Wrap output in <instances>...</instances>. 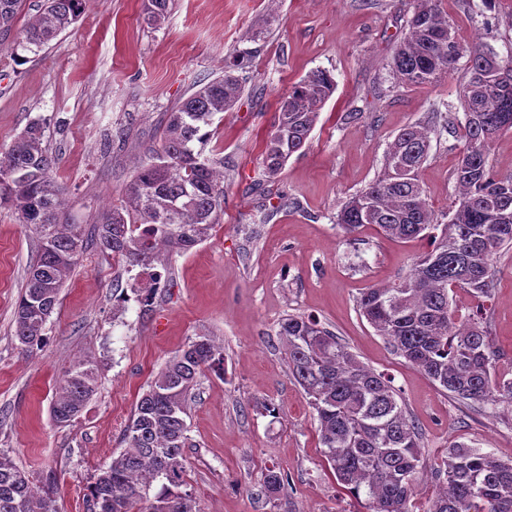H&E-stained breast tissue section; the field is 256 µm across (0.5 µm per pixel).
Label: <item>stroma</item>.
Wrapping results in <instances>:
<instances>
[{"label":"stroma","mask_w":512,"mask_h":512,"mask_svg":"<svg viewBox=\"0 0 512 512\" xmlns=\"http://www.w3.org/2000/svg\"><path fill=\"white\" fill-rule=\"evenodd\" d=\"M413 0H170L159 28L143 0H90L66 32L27 61L0 44V151L35 118L56 160L53 175L79 217L118 202L131 160L155 144L167 112L222 73L224 58L267 12L277 20L259 44L237 106L214 119L211 150L224 159V220L207 241L169 256L152 309L113 294L134 272L90 252L46 324L44 348L25 353L13 319L36 241L0 209V453L30 474L55 471L59 512H87L86 486L119 452L131 411L165 361L208 336L224 348V374L202 376L187 419L188 489L202 512H366L324 461L308 397L289 374L277 335L282 318H317L367 366L390 377L422 429L427 464L452 443L512 458V421L481 415L393 355L357 310L368 287L394 281L427 241L395 242L373 227L352 248L334 223L342 200L365 188L406 125L457 105L461 74L405 87L391 56L408 31ZM460 40L479 38L512 55V0H445ZM329 71L336 91L307 144L273 182L263 175V140L277 101L309 72ZM461 146L443 131L421 180L435 212L457 196ZM490 341L498 372L512 373V251L493 261ZM93 357L100 382L77 423L50 417L70 360ZM286 480L262 492L267 469Z\"/></svg>","instance_id":"stroma-1"}]
</instances>
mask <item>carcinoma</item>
Returning a JSON list of instances; mask_svg holds the SVG:
<instances>
[{"instance_id": "carcinoma-1", "label": "carcinoma", "mask_w": 512, "mask_h": 512, "mask_svg": "<svg viewBox=\"0 0 512 512\" xmlns=\"http://www.w3.org/2000/svg\"><path fill=\"white\" fill-rule=\"evenodd\" d=\"M87 2L42 0L13 53L38 54L77 22ZM169 2L144 0L146 23L162 26ZM22 3L0 0V35L11 33ZM254 57L249 49L230 52L223 75L167 113L160 144L143 151L124 199L88 223L74 218L52 177L55 160L41 121L29 122L0 156V208L13 210L37 242L14 312V336L23 351L44 343L60 291L89 251L151 270L165 253L191 249L222 223L224 159L205 155V146L215 116L242 97ZM491 57L512 72V58L501 59L477 41H458L443 0H414L408 32L392 56L398 82L433 85L466 59L459 89L462 147L453 169L459 194L448 221L439 222L421 181L437 126L421 120L394 137L381 171L342 201L336 224L347 237L370 225L385 239L430 240L432 249L415 257L406 275L366 289L357 309L392 354L459 403L498 417L512 415V378L495 374L487 315L478 306L458 319L450 297L458 288L489 299L494 257L512 249V174L495 175L490 159L494 140L512 130V80L498 79ZM335 90L331 74L315 70L279 99L263 152L267 178H277L305 146ZM277 336L291 377L316 413L320 452L337 484L364 500L367 512H413L411 498L425 473L424 441L391 378L361 362L314 317L287 315ZM207 370L224 373V348L200 336L152 377L124 430V448L90 478L89 507L102 502L104 512H201L186 490L184 449L193 390ZM97 388L95 362L74 361L55 389L53 422L75 423ZM430 479L438 491L426 512H512V459L453 443L430 469ZM58 491L55 471L33 476L0 453V512H57Z\"/></svg>"}]
</instances>
